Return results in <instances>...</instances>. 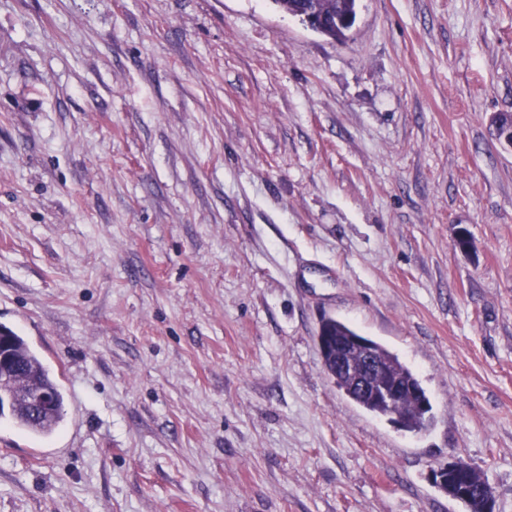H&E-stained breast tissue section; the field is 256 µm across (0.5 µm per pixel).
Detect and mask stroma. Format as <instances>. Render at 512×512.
Returning a JSON list of instances; mask_svg holds the SVG:
<instances>
[{"mask_svg": "<svg viewBox=\"0 0 512 512\" xmlns=\"http://www.w3.org/2000/svg\"><path fill=\"white\" fill-rule=\"evenodd\" d=\"M512 0H0V324L57 378L0 512H512ZM466 228L470 252L455 247ZM396 353L414 434L325 372ZM289 15L299 17L307 24L308 20H325V24L316 32L336 42L346 39L342 22L348 16L357 15V0H273ZM354 336L362 335L339 319L331 317L322 321L317 337L326 339L330 344L328 351L323 354V366L326 373L345 396L366 412L376 416H384L386 409L379 404L382 403L389 409L386 417L393 422H400L403 417L395 412V408L402 390L386 379L385 369L373 355L371 345L368 342L352 339L348 345L339 349L337 353L338 364L342 372L353 377L361 390L371 393L379 403L370 394H361L352 378L337 371L336 344ZM353 355L360 361L359 368L354 367ZM369 340L372 342L374 350L387 367L392 378L398 381L399 384L401 385H411L412 387H410V392L414 396L420 397V411L422 413L423 419L427 420V418L429 417V408L431 404L429 403L427 396L426 398H422L420 391L418 389L413 388L419 387L424 391L414 372L405 363H403L395 353L390 351L387 347L372 339ZM454 464H446V465H440L436 468L431 469L430 472V478L432 483L440 489L442 492H444L446 495H448L449 498L464 502L466 499H468V495L463 490H457L454 491L451 488H448L446 485V478H448V471L454 469ZM466 507L469 509L470 512H479L480 509V501H477L476 498L469 499L467 502H464Z\"/></svg>", "mask_w": 512, "mask_h": 512, "instance_id": "35a3bbf8", "label": "stroma"}]
</instances>
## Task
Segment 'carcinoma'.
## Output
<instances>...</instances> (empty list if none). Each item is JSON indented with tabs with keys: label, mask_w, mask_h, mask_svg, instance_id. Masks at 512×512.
<instances>
[{
	"label": "carcinoma",
	"mask_w": 512,
	"mask_h": 512,
	"mask_svg": "<svg viewBox=\"0 0 512 512\" xmlns=\"http://www.w3.org/2000/svg\"><path fill=\"white\" fill-rule=\"evenodd\" d=\"M284 12L308 20H325V24L318 30L322 36L336 42L346 39V31L342 22L345 18L357 15V0H273ZM358 335V332L347 323L327 318L322 321L318 337L329 342V349L323 354V366L328 376L334 381L352 402L363 410L376 416L385 415V408L377 403L371 396L358 391L353 379L341 374L336 369V344ZM374 350L387 367L392 378L401 385L420 386L414 372L403 363L399 357L384 345L373 342ZM14 364L26 375L33 384L52 392L55 403L52 408L33 418L21 410L16 402L5 404L8 396L19 387L18 382L6 383L0 388V418L9 417L21 430L44 436L53 432L65 416L64 397L60 386L45 366L40 356L27 344L23 337L13 334Z\"/></svg>",
	"instance_id": "obj_1"
}]
</instances>
